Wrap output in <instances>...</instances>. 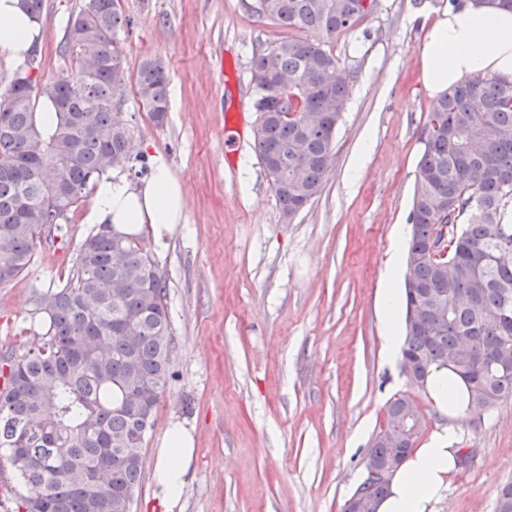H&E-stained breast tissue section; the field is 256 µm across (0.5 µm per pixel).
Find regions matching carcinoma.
<instances>
[{"instance_id": "1", "label": "carcinoma", "mask_w": 512, "mask_h": 512, "mask_svg": "<svg viewBox=\"0 0 512 512\" xmlns=\"http://www.w3.org/2000/svg\"><path fill=\"white\" fill-rule=\"evenodd\" d=\"M374 0H255L253 10L290 29L332 39L368 16ZM130 19L118 0H85L68 21L65 51L74 69L35 88L26 67L0 84V285L31 264L42 234L61 228L83 191L118 159L147 170L134 127L116 111L124 82L121 33ZM257 113L254 149L281 217L293 219L321 191L333 163L349 74L323 45L288 36L252 61ZM135 83L157 127L169 109L168 73L147 57ZM54 108L43 123L37 100ZM512 80L466 81L437 100L425 126L410 214L401 362L424 387L435 365L468 386L479 421L512 400ZM448 227L442 234L439 226ZM444 239L438 251L432 239ZM75 271L36 300L44 314L39 345L0 371V448L26 494L24 512H122L144 470L148 431L169 376L165 282L132 237L111 229L87 236ZM415 406L395 394L383 430ZM423 427L412 416L408 441L393 448L376 434L368 461L405 460ZM495 512H512V482Z\"/></svg>"}]
</instances>
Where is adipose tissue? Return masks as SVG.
<instances>
[{"instance_id":"1","label":"adipose tissue","mask_w":512,"mask_h":512,"mask_svg":"<svg viewBox=\"0 0 512 512\" xmlns=\"http://www.w3.org/2000/svg\"><path fill=\"white\" fill-rule=\"evenodd\" d=\"M42 26L21 6L20 0H0V54L24 60L39 42ZM424 87L442 97L468 76L512 79V11L491 0H460L437 10L420 49ZM186 204L180 182L167 161L154 157L148 178L131 184L123 174L110 171L96 184L87 223L107 226L129 235L151 226L155 237L172 232L185 221ZM397 289H383L380 298L382 340L386 357L400 351ZM425 389L447 425L429 442L414 449L394 473L377 512H433L457 468L455 436L469 418L463 381L448 368L430 371ZM195 461L194 437L183 423H174L159 448L153 471V512H174Z\"/></svg>"}]
</instances>
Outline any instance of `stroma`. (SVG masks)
<instances>
[{
	"instance_id": "stroma-1",
	"label": "stroma",
	"mask_w": 512,
	"mask_h": 512,
	"mask_svg": "<svg viewBox=\"0 0 512 512\" xmlns=\"http://www.w3.org/2000/svg\"><path fill=\"white\" fill-rule=\"evenodd\" d=\"M254 0H120L131 24L118 111L144 156L161 154L187 198L183 227L137 237L166 283L170 375L146 440V471L132 512H144L155 455L174 422L192 428L196 460L181 512H342L365 478L364 459L407 393L427 443L442 420L424 389L386 358L378 295L396 225L409 221L424 127L435 99L419 51L447 0H375L372 13L329 43L349 74V99L321 193L283 222L253 149L252 59L287 36L258 18ZM84 0H43L37 81L70 71L67 22ZM163 61L169 112L155 126L135 85L141 61ZM240 115L234 164L224 161V117ZM373 148L348 179L365 137ZM85 192L57 244L38 241L29 269L0 287V360L38 344L36 297L72 273L96 233ZM469 453L435 512H495L512 481V401L481 425L464 424Z\"/></svg>"
}]
</instances>
